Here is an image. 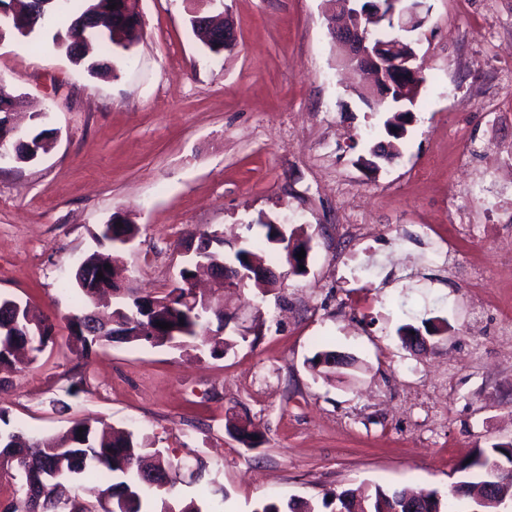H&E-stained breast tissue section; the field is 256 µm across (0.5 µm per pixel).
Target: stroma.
I'll return each instance as SVG.
<instances>
[{"label":"stroma","mask_w":512,"mask_h":512,"mask_svg":"<svg viewBox=\"0 0 512 512\" xmlns=\"http://www.w3.org/2000/svg\"><path fill=\"white\" fill-rule=\"evenodd\" d=\"M223 4L237 41L214 54L191 0H140L142 38L106 77L50 31L0 40L18 134L40 112L53 141L0 161V295L59 321L0 406L26 431L89 418L145 434L186 464L171 497L224 512L361 485L447 492L476 449L512 443V0H426L425 83L400 158L376 170L363 161L387 115L354 92L329 0ZM116 217L140 227L120 256L142 294L171 288L192 229H222L228 257L259 242L280 282L224 292L228 333L257 342L221 359L121 340L72 353L59 283ZM268 224L308 243L305 274L264 242ZM427 319L441 330L412 351L398 330ZM322 350L354 363L314 371ZM243 411L264 437L252 450L225 429ZM199 459L222 494L193 480Z\"/></svg>","instance_id":"35a3bbf8"}]
</instances>
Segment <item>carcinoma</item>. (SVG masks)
Instances as JSON below:
<instances>
[{
    "label": "carcinoma",
    "instance_id": "obj_1",
    "mask_svg": "<svg viewBox=\"0 0 512 512\" xmlns=\"http://www.w3.org/2000/svg\"><path fill=\"white\" fill-rule=\"evenodd\" d=\"M112 0H52L43 11L29 13L27 2L18 14L29 17L24 31L7 28V32L27 37L35 29L46 25L61 24L65 33L55 34V44L65 51L71 62L83 68L91 76L112 71L110 62L88 55L86 43L76 41L73 28L77 22L88 24V33L102 43L103 52L114 56L116 50L128 52L141 38V29L134 23H123L114 18L109 5ZM367 36L377 44L391 42L389 24L385 20L364 24ZM420 92L410 91L408 96L390 104L384 111L392 113L399 121L405 112L415 106ZM51 148L50 131L42 129L33 133L29 141L16 148L19 163H29ZM138 233L135 224H122L115 231L105 225L101 238L117 244V239L133 240ZM198 240L212 243L209 259L216 267L224 263V238L218 228L198 231ZM98 253L85 255L72 273L62 281L61 290L78 299L76 312L65 316L69 330L68 346L79 356L89 355L94 348L110 343L115 334L122 340L139 345L163 346L170 331L177 330L179 349L197 348L194 339L206 335L211 319H216L217 330H223V301L211 296L193 294L187 288L195 273L198 256L188 257L180 270L176 286L162 295H137L121 292L112 308L114 325L104 332L89 333L80 328L85 311L92 296L79 285V279L98 272ZM0 373L17 371L16 351L27 348L31 359H36L48 344L55 340L56 325L44 315L32 312L29 305L14 298L0 296ZM169 323L171 329H162L157 323ZM249 336H224L212 339L206 352L212 358H222L234 349L237 343H246ZM247 416L227 419L226 430L244 447L254 449L264 443L263 437L250 430ZM177 464L154 447L150 439L132 430H97L84 421L74 419L66 432L60 436L31 437L24 430L11 425L8 410L0 408V475L6 474L14 481L13 497L0 504V512H205L195 500H171L167 490L156 484L147 470H170ZM512 467V449L504 444L489 448H478L472 461L463 464L459 472L463 479L450 486L448 493L436 490L422 494L425 507L419 512H453L449 500L466 498L470 488L479 484L496 483L503 479L502 468ZM88 470H97L112 475L113 483L103 489L96 503L86 505L78 498L61 500L56 495V486L64 481H76ZM408 490L395 489L386 492L375 488L366 493L359 488L344 490L340 494L327 493L322 502H305L302 512H352L355 499L364 503L365 512H399ZM298 504L291 500L287 506L277 501H263L253 512H297Z\"/></svg>",
    "mask_w": 512,
    "mask_h": 512
}]
</instances>
